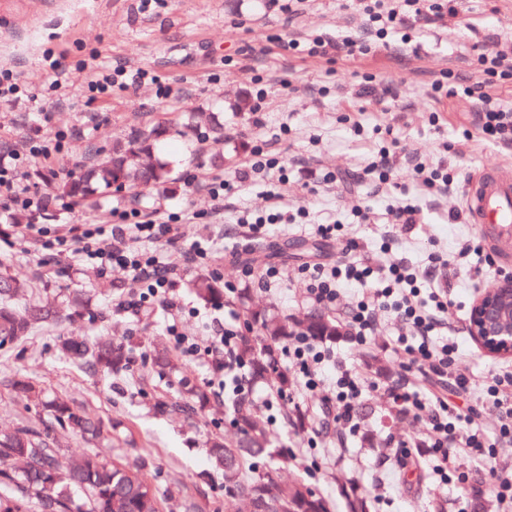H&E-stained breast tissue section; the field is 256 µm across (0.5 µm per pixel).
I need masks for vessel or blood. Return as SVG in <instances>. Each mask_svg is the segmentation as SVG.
<instances>
[{"mask_svg":"<svg viewBox=\"0 0 512 512\" xmlns=\"http://www.w3.org/2000/svg\"><path fill=\"white\" fill-rule=\"evenodd\" d=\"M465 194L470 220L487 248L500 258L512 257V170H486L469 180Z\"/></svg>","mask_w":512,"mask_h":512,"instance_id":"obj_1","label":"vessel or blood"}]
</instances>
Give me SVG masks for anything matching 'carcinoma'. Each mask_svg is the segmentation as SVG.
Instances as JSON below:
<instances>
[{"label":"carcinoma","instance_id":"cac0c4a2","mask_svg":"<svg viewBox=\"0 0 512 512\" xmlns=\"http://www.w3.org/2000/svg\"><path fill=\"white\" fill-rule=\"evenodd\" d=\"M191 142L197 134L194 116L187 115L172 126L158 124L132 130L112 141L103 157L90 147L91 160L81 174L56 185V193L78 204L99 205L100 199L121 188L166 190L172 184L170 170L158 160L148 161L155 143L169 133ZM203 301H213L222 293L221 282L199 274L192 283ZM32 284L6 272L0 273V348L25 340L54 325L59 318L56 302L33 296ZM255 334L244 337L239 353L249 365L253 382L274 380L286 393L291 386L288 372L276 364V353L294 334L288 319L264 309L248 311ZM306 333L320 341L337 339L336 319L313 313ZM60 357L77 361L90 373L116 375L127 368L131 349L121 341L59 340ZM152 371L165 375L171 359L163 348L154 350ZM8 386L18 399L42 408L38 426L21 424L0 430V512H164V498L145 474L143 457L129 462L107 460L102 445L112 439L110 430L85 411L50 398L34 380L15 375ZM213 401L207 387L189 379L173 398L154 400L152 411L160 416L186 413L200 416ZM224 411L233 417L240 436L235 440L213 437L208 456L224 483V512H235L233 505L245 503L247 512H329L325 498L301 482L280 478L289 458L279 452L268 435L257 410L228 392ZM81 438L93 446L82 457L68 461L62 453L58 432Z\"/></svg>","mask_w":512,"mask_h":512}]
</instances>
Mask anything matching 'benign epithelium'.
<instances>
[{"mask_svg":"<svg viewBox=\"0 0 512 512\" xmlns=\"http://www.w3.org/2000/svg\"><path fill=\"white\" fill-rule=\"evenodd\" d=\"M468 332L489 354L512 355V277L475 300Z\"/></svg>","mask_w":512,"mask_h":512,"instance_id":"obj_1","label":"benign epithelium"}]
</instances>
